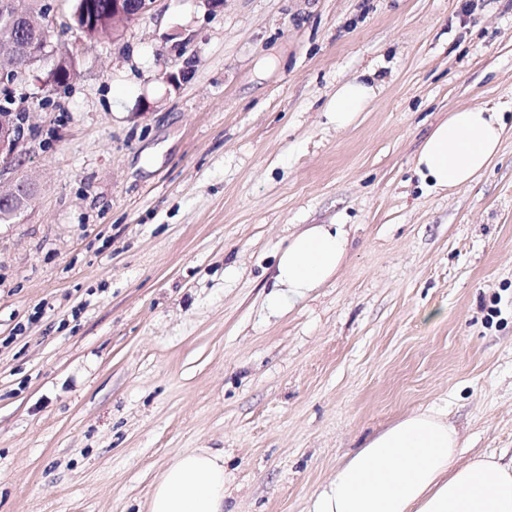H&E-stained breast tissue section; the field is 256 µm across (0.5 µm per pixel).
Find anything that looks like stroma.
I'll return each instance as SVG.
<instances>
[{
    "mask_svg": "<svg viewBox=\"0 0 512 512\" xmlns=\"http://www.w3.org/2000/svg\"><path fill=\"white\" fill-rule=\"evenodd\" d=\"M74 77L15 86L0 184V512H147L157 476L224 453L226 512H313L338 465L436 409L464 456L512 461V111L497 160L414 172L450 110L512 102V0H155L70 33ZM374 71L357 124L337 87ZM314 224L337 273L269 303ZM75 3L73 5V21L76 31L80 34V37H84L85 39L95 40L106 37H117L119 35V31L125 25H128L141 16L148 13L155 0H109L110 7L109 10L100 14L95 8H92L93 0H86V10L83 15V22L86 27L92 28L96 25L97 20L102 18L105 15H110L106 20H104L100 26L94 29H83L80 28L76 22V15L78 14L82 0H73ZM112 22L118 23L119 30L116 34H112V30L114 31L117 26L112 27ZM116 35V36H114ZM372 72L362 73L346 81L336 89L328 111L336 129H347L354 125L361 112H365L373 102L378 86L371 77ZM370 79H363V77ZM17 189V183L11 184L8 187L3 188L0 185V205L6 203V196L10 194H15ZM31 190L27 186V182L20 181L18 185L17 193L13 196L14 200L12 205L9 203L3 207H0V223H8L12 217L10 216V212L22 207V205L30 198Z\"/></svg>",
    "mask_w": 512,
    "mask_h": 512,
    "instance_id": "35a3bbf8",
    "label": "stroma"
}]
</instances>
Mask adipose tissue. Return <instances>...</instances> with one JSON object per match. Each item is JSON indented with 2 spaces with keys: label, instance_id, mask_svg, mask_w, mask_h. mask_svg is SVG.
<instances>
[{
  "label": "adipose tissue",
  "instance_id": "obj_1",
  "mask_svg": "<svg viewBox=\"0 0 512 512\" xmlns=\"http://www.w3.org/2000/svg\"><path fill=\"white\" fill-rule=\"evenodd\" d=\"M376 84L355 76L337 88L328 111L339 129L373 102ZM505 126L499 107L449 112L423 139L414 168L436 191L474 182L497 159ZM347 249L340 224H315L278 257L272 306L281 289L296 295L338 271ZM458 432L442 412H416L370 438L339 466L314 512H512V465L491 455L458 463ZM147 512H224V454L202 448L179 456L157 479Z\"/></svg>",
  "mask_w": 512,
  "mask_h": 512
}]
</instances>
